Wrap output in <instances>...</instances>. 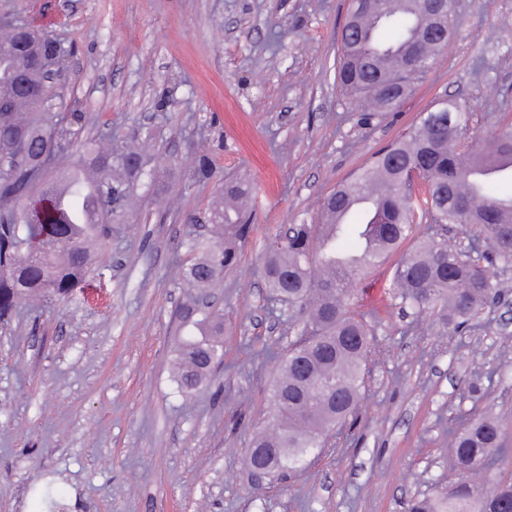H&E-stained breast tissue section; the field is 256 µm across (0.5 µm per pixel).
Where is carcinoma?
<instances>
[{
  "label": "carcinoma",
  "mask_w": 512,
  "mask_h": 512,
  "mask_svg": "<svg viewBox=\"0 0 512 512\" xmlns=\"http://www.w3.org/2000/svg\"><path fill=\"white\" fill-rule=\"evenodd\" d=\"M453 15L452 0L440 12L432 0H383L378 13L352 10L341 31L338 82L365 112L401 107L446 50ZM18 40L22 50L0 56V320L30 298L73 295L96 271L89 241L104 244L129 223L135 192L152 176L148 140L134 145L116 139L110 126L89 139L83 115L41 111L40 71L57 64L55 33L34 27ZM466 121L458 103H437L326 196L322 223L295 224L286 238L267 245L261 273L268 294L305 313L271 389L269 427L250 442L252 448L278 449L277 471L300 470L309 450L356 411L371 334L349 310V300L362 270L398 251L414 236L416 220L478 224L489 250L474 259L432 236L419 242L402 253L394 270L401 304L436 310L464 326L497 296L491 268L512 258L505 251L512 245V223L500 216L512 195L495 191L501 179H512V121L469 141L461 139ZM76 142L77 163L71 159ZM71 164L75 193L84 178L96 187L92 224L61 215L49 197L58 186L53 173ZM497 168L496 177L470 187L474 171ZM253 193L246 179L224 181V201L209 210L212 237L195 235L179 244L194 256L183 277L200 296L237 265L251 231L244 202ZM179 317L195 328L176 349L177 383L190 391L224 356V315L202 309L196 299ZM502 437L497 420H470L455 433L450 460L463 473L485 472L484 485L460 482L412 500L408 512H512V482L492 473L498 458L490 453L503 448Z\"/></svg>",
  "instance_id": "carcinoma-1"
}]
</instances>
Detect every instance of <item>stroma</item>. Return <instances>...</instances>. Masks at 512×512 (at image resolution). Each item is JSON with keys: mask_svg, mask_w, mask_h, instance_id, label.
I'll return each mask as SVG.
<instances>
[{"mask_svg": "<svg viewBox=\"0 0 512 512\" xmlns=\"http://www.w3.org/2000/svg\"><path fill=\"white\" fill-rule=\"evenodd\" d=\"M350 0H0V20L61 34L74 50L68 108L85 135L149 128L164 193L97 256L102 276L67 299L19 304L0 322V512H406L462 479L451 433L503 422L496 473L512 480V262L498 302L457 329L401 308L392 262L352 299L373 331L353 422L291 477L255 481L246 450L299 319L268 300L266 244L320 221L325 196L400 138L441 98L466 108V135L512 120V0H456L449 49L391 112L361 111L336 81ZM214 174L193 180L200 163ZM245 175L252 231L210 301L224 310V362L183 394L174 373L178 307L191 291L176 246Z\"/></svg>", "mask_w": 512, "mask_h": 512, "instance_id": "35a3bbf8", "label": "stroma"}]
</instances>
